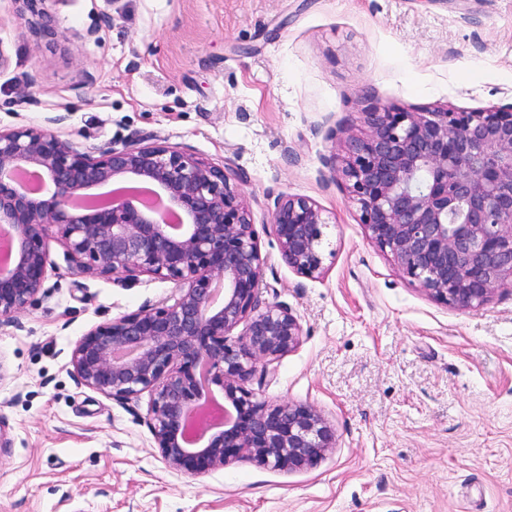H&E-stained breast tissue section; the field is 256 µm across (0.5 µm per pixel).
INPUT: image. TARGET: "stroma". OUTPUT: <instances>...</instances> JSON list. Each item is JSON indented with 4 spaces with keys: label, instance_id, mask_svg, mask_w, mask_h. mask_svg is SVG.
Masks as SVG:
<instances>
[{
    "label": "stroma",
    "instance_id": "stroma-1",
    "mask_svg": "<svg viewBox=\"0 0 512 512\" xmlns=\"http://www.w3.org/2000/svg\"><path fill=\"white\" fill-rule=\"evenodd\" d=\"M0 128L44 123L97 155L164 142L244 179L264 262L260 303L302 336L249 387L304 405L336 445L279 470L239 457L169 469L150 393L77 381L76 342L173 282L73 273L49 241L39 301L0 322V512H512V288L459 309L430 298L367 237L328 161L330 130L373 107L512 103V0H0ZM323 209L322 278L282 261L275 197Z\"/></svg>",
    "mask_w": 512,
    "mask_h": 512
}]
</instances>
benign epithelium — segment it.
<instances>
[{"label": "benign epithelium", "mask_w": 512, "mask_h": 512, "mask_svg": "<svg viewBox=\"0 0 512 512\" xmlns=\"http://www.w3.org/2000/svg\"><path fill=\"white\" fill-rule=\"evenodd\" d=\"M366 132L345 141L339 175L360 206L368 238L429 297L470 308L512 284V104L473 112L374 108ZM37 176L33 191L21 174ZM229 163L167 143L130 144L97 156L39 125L0 129V318L28 310L44 287L49 229L79 274L180 286L173 303L141 307L88 331L71 364L80 383L117 401L151 394L150 427L165 464L204 473L241 453L277 469L313 464L336 445L317 411L270 408L247 384L261 359L300 341L280 303L259 306V235ZM107 185H143L150 208L117 196L75 207ZM178 223L166 221V213ZM282 261L308 279L325 272L328 223L312 199L280 196L271 210ZM244 325L242 337L230 333ZM224 394V420L186 439L189 414Z\"/></svg>", "instance_id": "1"}]
</instances>
